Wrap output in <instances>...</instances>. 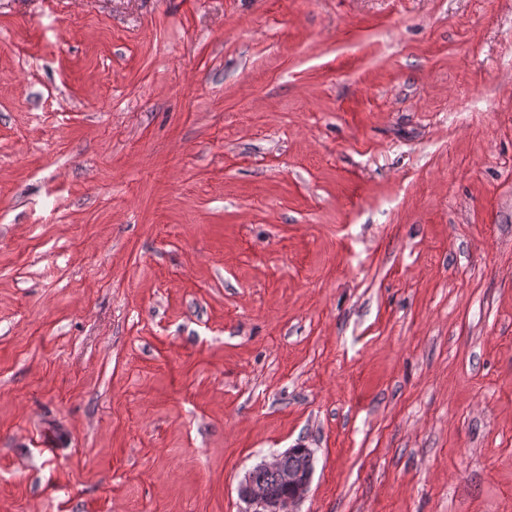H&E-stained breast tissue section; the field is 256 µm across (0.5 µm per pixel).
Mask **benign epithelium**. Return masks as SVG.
<instances>
[{
    "label": "benign epithelium",
    "mask_w": 512,
    "mask_h": 512,
    "mask_svg": "<svg viewBox=\"0 0 512 512\" xmlns=\"http://www.w3.org/2000/svg\"><path fill=\"white\" fill-rule=\"evenodd\" d=\"M288 456L284 452L279 454L271 461H263L260 467L278 471L284 483L288 485L290 492L283 498L273 497L269 492L258 485L252 474H247L239 487L241 498L255 506L254 512H288V506L301 500L308 492L313 465H308L305 469H286L282 466L283 459Z\"/></svg>",
    "instance_id": "benign-epithelium-1"
}]
</instances>
